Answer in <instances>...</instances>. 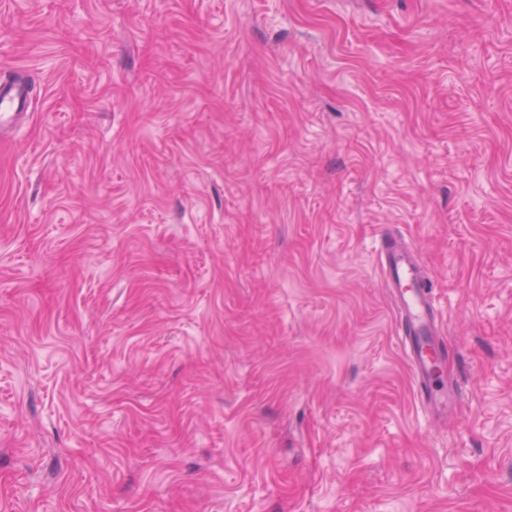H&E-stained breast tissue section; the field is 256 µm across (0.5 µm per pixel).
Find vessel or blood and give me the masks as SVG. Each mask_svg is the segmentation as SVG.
I'll list each match as a JSON object with an SVG mask.
<instances>
[{
    "instance_id": "vessel-or-blood-1",
    "label": "vessel or blood",
    "mask_w": 512,
    "mask_h": 512,
    "mask_svg": "<svg viewBox=\"0 0 512 512\" xmlns=\"http://www.w3.org/2000/svg\"><path fill=\"white\" fill-rule=\"evenodd\" d=\"M28 105V91L16 84L0 89V130L11 127ZM378 262L398 313L397 335L409 362L419 402L446 418L459 401L456 385L445 384L451 348L439 323L433 292L423 266L393 233L380 239Z\"/></svg>"
}]
</instances>
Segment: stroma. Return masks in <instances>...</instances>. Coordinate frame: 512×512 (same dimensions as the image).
Returning <instances> with one entry per match:
<instances>
[{
    "label": "stroma",
    "instance_id": "1",
    "mask_svg": "<svg viewBox=\"0 0 512 512\" xmlns=\"http://www.w3.org/2000/svg\"><path fill=\"white\" fill-rule=\"evenodd\" d=\"M10 73L0 512H512V0H0ZM28 91L24 85L16 84L0 90V131L11 127L19 117H26ZM378 262L398 313L397 335L409 362L419 402L441 418L456 411L459 393L445 366L451 353L439 323L432 287L423 266L400 239L386 232L380 239Z\"/></svg>",
    "mask_w": 512,
    "mask_h": 512
}]
</instances>
